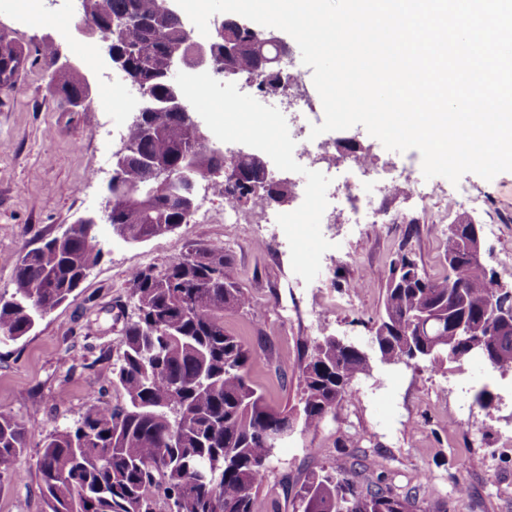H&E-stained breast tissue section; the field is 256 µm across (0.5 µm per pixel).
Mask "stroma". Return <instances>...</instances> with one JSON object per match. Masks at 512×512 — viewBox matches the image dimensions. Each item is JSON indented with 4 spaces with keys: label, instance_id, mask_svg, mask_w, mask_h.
<instances>
[{
    "label": "stroma",
    "instance_id": "35a3bbf8",
    "mask_svg": "<svg viewBox=\"0 0 512 512\" xmlns=\"http://www.w3.org/2000/svg\"><path fill=\"white\" fill-rule=\"evenodd\" d=\"M54 25L23 21V0H0V36L22 46L29 63L12 89L0 91V295L9 293L16 263L26 251L69 224L97 218L105 246L100 262L74 300L57 307L28 336L0 343V412L22 422L28 446L19 460L24 480H0V512H43L38 459L43 439L73 425L94 394L118 404L123 394L112 370L121 346L119 310H131L130 270L163 268L190 246L224 243L250 309L224 317L225 329L256 350L254 385L274 407L297 405L295 367L306 344L333 335L370 350L371 327L383 309L391 260L408 250L431 278L443 277V226L463 207L466 188L481 201L473 217L485 264L512 284V172L492 180L467 173L458 183L435 177V197L419 208L408 193L375 197L386 224L332 226L304 222L228 224L223 204L199 188L196 205L207 217L175 232L129 244L103 222L105 190L123 142L110 130L128 127L138 100L119 101L103 81L119 77L94 38L82 33L72 0H38ZM52 37L85 77L80 105L51 93L54 71L38 52ZM188 106L208 137L223 150L217 122L238 121L246 131L238 147L260 155L275 176L302 181L283 146L288 127L270 122L239 81L212 78ZM298 282L292 301L281 299L280 280ZM495 395L493 410L474 402L481 387ZM359 394L338 419L318 431L295 432L275 448L258 490L260 512H293L296 491L321 471L343 474L354 456L366 459V479H381L396 493H412L413 512H512V374L491 371L477 356L433 371L422 365L374 362ZM476 458L465 466L467 458Z\"/></svg>",
    "mask_w": 512,
    "mask_h": 512
}]
</instances>
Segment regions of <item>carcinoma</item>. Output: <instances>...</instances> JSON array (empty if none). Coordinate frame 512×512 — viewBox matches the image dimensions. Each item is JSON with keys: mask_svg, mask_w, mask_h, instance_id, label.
Masks as SVG:
<instances>
[{"mask_svg": "<svg viewBox=\"0 0 512 512\" xmlns=\"http://www.w3.org/2000/svg\"><path fill=\"white\" fill-rule=\"evenodd\" d=\"M156 0H87L85 22L96 36L112 42L115 53L126 45L152 62L148 84L156 111L146 115L155 126L150 137L129 127L135 153L116 160L118 184L112 186L113 235L140 243L174 232L190 221L188 188L226 159L202 144L190 146L182 119L158 108L170 95L165 78L171 59L194 53L179 16L158 27L117 28L126 14L151 17ZM235 60L252 73L262 47L248 33ZM28 62L23 48L0 37V86H14ZM61 96L77 105L86 96L85 79L73 74L57 83ZM144 155L159 157L182 177L146 207L128 204L129 189L149 183ZM448 273L431 279L415 260L400 252L391 261L383 310L374 323L373 342L385 364L429 367L472 355L448 326L472 323L489 347L487 366L512 371V334L488 336L484 308L494 296V276L460 257V238L442 232ZM103 247L95 225L71 224L62 236L27 251L18 261L9 299L0 297V341L28 335L39 320L69 300L97 264ZM224 272L217 275L213 265ZM134 315L122 329V346L113 380L124 403L95 398L77 422L48 435L39 458L43 512H257L256 492L266 476L273 447L266 431L275 427L318 429L338 415L355 395L354 386L373 368L372 357L357 347L341 346L336 337L313 341L298 364L301 398L280 409L266 402L253 385L250 365L255 350L224 330V314L239 312L251 299L239 286L224 247H192L164 270L139 269L130 278ZM27 447L21 423L0 413V477H19L14 464ZM367 466L358 460L349 475L323 472L296 493L295 512H411L410 496L401 497L377 482L359 484Z\"/></svg>", "mask_w": 512, "mask_h": 512, "instance_id": "obj_1", "label": "carcinoma"}]
</instances>
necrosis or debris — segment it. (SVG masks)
Listing matches in <instances>:
<instances>
[{
  "mask_svg": "<svg viewBox=\"0 0 512 512\" xmlns=\"http://www.w3.org/2000/svg\"><path fill=\"white\" fill-rule=\"evenodd\" d=\"M288 116L295 128L288 137V164L307 170L310 177L298 185L300 206L282 216V223L293 224L309 217L328 225L339 210L347 211L354 224L380 223L369 193H386L400 186L406 171L413 169V162L389 165L374 155L363 161L349 157L334 168L326 166L330 134L314 139L308 136L311 127L321 124L323 117V106L315 89L304 88Z\"/></svg>",
  "mask_w": 512,
  "mask_h": 512,
  "instance_id": "1",
  "label": "necrosis or debris"
}]
</instances>
